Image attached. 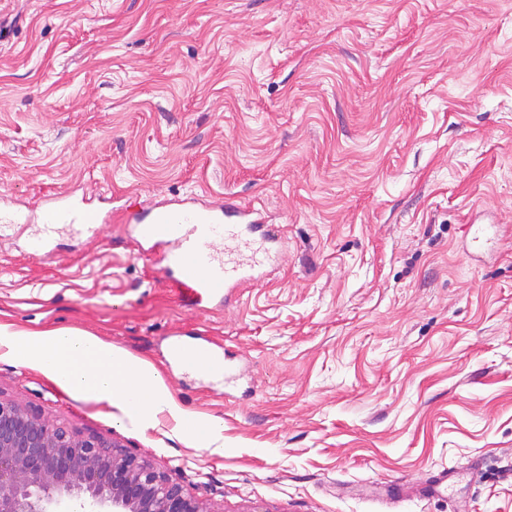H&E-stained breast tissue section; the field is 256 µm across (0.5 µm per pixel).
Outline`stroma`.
Returning <instances> with one entry per match:
<instances>
[{
    "mask_svg": "<svg viewBox=\"0 0 512 512\" xmlns=\"http://www.w3.org/2000/svg\"><path fill=\"white\" fill-rule=\"evenodd\" d=\"M3 192L30 220L0 242V321L155 363L224 447L6 358L0 397L214 512H512V0H0ZM45 192L230 195L281 260L191 310L125 225L30 256ZM173 332L221 344L236 381L183 377ZM385 483L409 498H376Z\"/></svg>",
    "mask_w": 512,
    "mask_h": 512,
    "instance_id": "1",
    "label": "stroma"
}]
</instances>
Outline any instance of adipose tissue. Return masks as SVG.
<instances>
[{"label": "adipose tissue", "mask_w": 512, "mask_h": 512, "mask_svg": "<svg viewBox=\"0 0 512 512\" xmlns=\"http://www.w3.org/2000/svg\"><path fill=\"white\" fill-rule=\"evenodd\" d=\"M0 347L66 392L119 409L133 424L148 426L165 412L176 420L184 441L224 442L220 420L188 418L160 367L94 335L66 328L20 329L1 322Z\"/></svg>", "instance_id": "obj_1"}]
</instances>
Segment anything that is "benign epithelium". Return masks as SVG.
<instances>
[{
	"mask_svg": "<svg viewBox=\"0 0 512 512\" xmlns=\"http://www.w3.org/2000/svg\"><path fill=\"white\" fill-rule=\"evenodd\" d=\"M0 512H210L121 445L0 398Z\"/></svg>",
	"mask_w": 512,
	"mask_h": 512,
	"instance_id": "1",
	"label": "benign epithelium"
}]
</instances>
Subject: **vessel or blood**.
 <instances>
[{"label": "vessel or blood", "mask_w": 512, "mask_h": 512, "mask_svg": "<svg viewBox=\"0 0 512 512\" xmlns=\"http://www.w3.org/2000/svg\"><path fill=\"white\" fill-rule=\"evenodd\" d=\"M44 222L29 243L30 254L47 257L61 225L94 231L100 214L58 194L42 200ZM120 223L131 228L141 255L157 256L163 282L185 306L204 311L226 301L230 292L260 279L277 256L278 237L258 209L230 198L205 202L148 197L124 206ZM166 355L185 372L224 378V353L202 336H169Z\"/></svg>", "instance_id": "vessel-or-blood-1"}]
</instances>
